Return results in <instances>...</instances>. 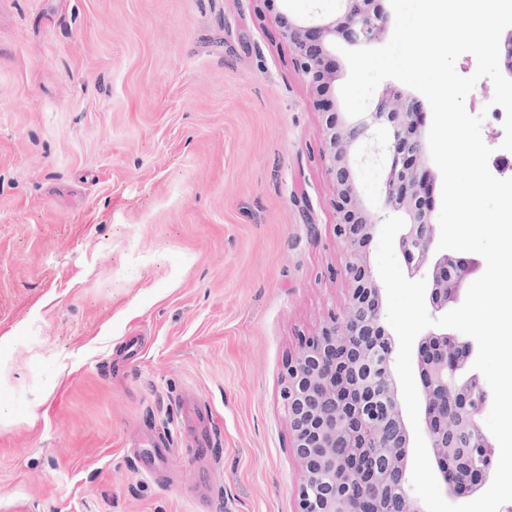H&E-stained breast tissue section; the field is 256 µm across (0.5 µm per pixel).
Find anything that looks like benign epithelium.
<instances>
[{
    "label": "benign epithelium",
    "mask_w": 512,
    "mask_h": 512,
    "mask_svg": "<svg viewBox=\"0 0 512 512\" xmlns=\"http://www.w3.org/2000/svg\"><path fill=\"white\" fill-rule=\"evenodd\" d=\"M337 2L332 15H278L292 60L322 114L323 161L336 193L334 234L343 243L344 269L352 285L346 313L331 316L284 368L281 399L303 468L298 512H384L381 502L387 491L399 497L400 512H423L408 483L410 435L393 373L396 353L381 288L364 244L386 217H402L405 226L397 234V249L408 278L426 280L435 314L461 302L479 263L451 250H437L432 222L435 178L427 167L418 101L387 87L373 110L362 116H346L336 106L338 71L332 53L336 40L350 46L373 45L389 22L381 0ZM360 149L382 155L377 208L366 202L359 187L355 152ZM477 352L468 337L446 329L430 331L418 342L428 443L449 489L463 493L484 479L495 458L484 429L492 392L483 374L472 368ZM462 427L479 438L478 462L466 469L448 450V434ZM339 441L357 453L365 451L356 447L358 442L384 444L385 464L370 466V477L358 491L336 486V475L352 473L349 461L333 453Z\"/></svg>",
    "instance_id": "1"
}]
</instances>
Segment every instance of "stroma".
Wrapping results in <instances>:
<instances>
[{
	"mask_svg": "<svg viewBox=\"0 0 512 512\" xmlns=\"http://www.w3.org/2000/svg\"><path fill=\"white\" fill-rule=\"evenodd\" d=\"M285 8L336 0H0V512H297L351 284Z\"/></svg>",
	"mask_w": 512,
	"mask_h": 512,
	"instance_id": "35a3bbf8",
	"label": "stroma"
}]
</instances>
